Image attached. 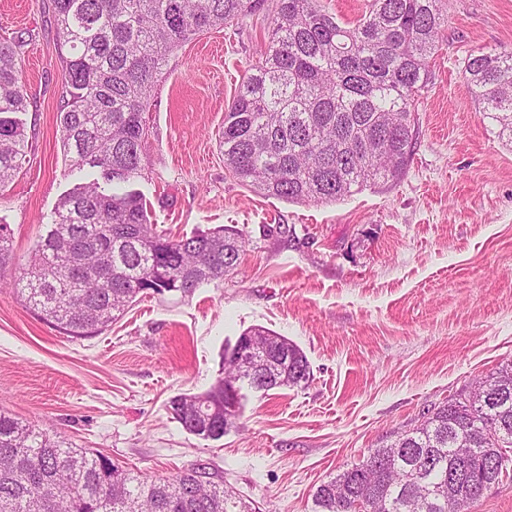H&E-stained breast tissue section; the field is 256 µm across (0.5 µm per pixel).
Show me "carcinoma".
Returning a JSON list of instances; mask_svg holds the SVG:
<instances>
[{
  "mask_svg": "<svg viewBox=\"0 0 512 512\" xmlns=\"http://www.w3.org/2000/svg\"><path fill=\"white\" fill-rule=\"evenodd\" d=\"M265 0H53L62 45L60 132L64 156L98 176L59 201L26 265L0 224V286L73 338L97 335L146 290L191 293L239 265L245 235L219 226L174 238L150 221L141 194L146 112L167 57L200 34L239 20ZM444 0H368L340 23L320 0H276L271 35L224 113V163L240 182L292 202H329L405 174L413 154L416 97L439 50ZM21 36L0 42V186L26 162L29 139L13 118L29 105ZM471 94L512 139V53L464 61ZM271 343L287 379L244 378L268 391L310 377L287 337ZM228 361L204 393L170 399L181 427L220 439L241 409L224 414ZM505 388L494 404L477 393L435 407L420 426L320 484L316 512H466L484 480L512 474V363L483 380ZM0 512H260L194 464L145 482L109 456L72 448L0 411Z\"/></svg>",
  "mask_w": 512,
  "mask_h": 512,
  "instance_id": "obj_1",
  "label": "carcinoma"
}]
</instances>
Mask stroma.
Here are the masks:
<instances>
[{
  "instance_id": "35a3bbf8",
  "label": "stroma",
  "mask_w": 512,
  "mask_h": 512,
  "mask_svg": "<svg viewBox=\"0 0 512 512\" xmlns=\"http://www.w3.org/2000/svg\"><path fill=\"white\" fill-rule=\"evenodd\" d=\"M271 18L259 10L170 55L134 184L172 236L242 231L237 271L188 296H137L82 339L0 288V410L147 481L202 464L261 512H314L321 483L512 362V142L463 74L469 55L512 51V0H447L405 176L328 203L266 197L224 164V112ZM19 31L31 36L20 118L33 149L0 188V224L24 264L84 175L61 148L66 49L52 0H0V41ZM255 326L305 352L308 381L243 387L241 425L221 439L184 431L170 399L208 390L224 351Z\"/></svg>"
}]
</instances>
